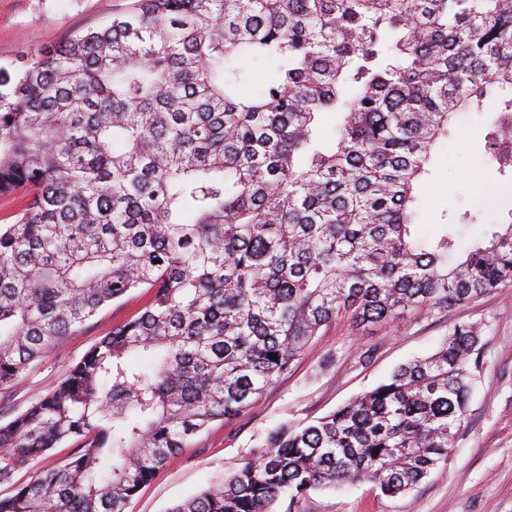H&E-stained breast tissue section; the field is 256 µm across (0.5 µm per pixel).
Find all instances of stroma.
Returning a JSON list of instances; mask_svg holds the SVG:
<instances>
[{"label": "stroma", "instance_id": "1", "mask_svg": "<svg viewBox=\"0 0 512 512\" xmlns=\"http://www.w3.org/2000/svg\"><path fill=\"white\" fill-rule=\"evenodd\" d=\"M132 0H0V65L18 68L39 50L99 27ZM494 112H467L434 152L432 174L420 195L418 222L433 233L448 211H479L495 223L512 209V176L484 159L480 128ZM498 206L485 209L481 194ZM145 290L112 303L77 331L62 337L45 358L32 362L0 398V415L24 410L46 394L67 368L105 334L149 303ZM461 323L477 325L481 365L473 372L469 408L445 464L412 493L390 498L360 482L310 492L301 512H512V287L446 313L407 312L391 326L359 327L341 319L322 329L288 372L246 412L213 423L192 438L162 472L143 485L127 512H166L242 465L268 431L308 423L368 391L401 364L434 353Z\"/></svg>", "mask_w": 512, "mask_h": 512}]
</instances>
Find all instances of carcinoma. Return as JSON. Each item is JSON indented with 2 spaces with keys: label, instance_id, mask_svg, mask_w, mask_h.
Returning a JSON list of instances; mask_svg holds the SVG:
<instances>
[{
  "label": "carcinoma",
  "instance_id": "carcinoma-1",
  "mask_svg": "<svg viewBox=\"0 0 512 512\" xmlns=\"http://www.w3.org/2000/svg\"><path fill=\"white\" fill-rule=\"evenodd\" d=\"M487 107L485 156L512 174V0H136L0 66V196H30L0 224V390L152 293L0 420V512H126L329 323L446 313L511 284L512 221L465 248L470 211L431 238L415 222L435 147ZM481 342L459 325L169 512H300L311 490L365 480L412 491L448 460ZM65 442V464L13 482ZM151 294L146 290L130 293L114 302L77 331L63 336L51 353L32 362L17 383L0 398V415L24 410L35 398L46 394L65 376L66 369L77 362L86 351L105 334L135 314L149 303Z\"/></svg>",
  "mask_w": 512,
  "mask_h": 512
}]
</instances>
